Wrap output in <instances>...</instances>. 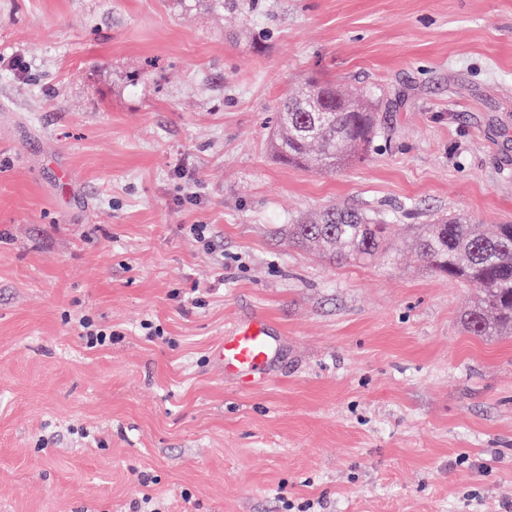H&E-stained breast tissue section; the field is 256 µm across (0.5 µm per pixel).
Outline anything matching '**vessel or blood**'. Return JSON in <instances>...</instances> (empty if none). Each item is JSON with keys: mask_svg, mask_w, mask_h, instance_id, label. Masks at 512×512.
Masks as SVG:
<instances>
[{"mask_svg": "<svg viewBox=\"0 0 512 512\" xmlns=\"http://www.w3.org/2000/svg\"><path fill=\"white\" fill-rule=\"evenodd\" d=\"M271 347L269 322L259 315L226 336L219 355L231 371L248 382L269 362Z\"/></svg>", "mask_w": 512, "mask_h": 512, "instance_id": "1", "label": "vessel or blood"}]
</instances>
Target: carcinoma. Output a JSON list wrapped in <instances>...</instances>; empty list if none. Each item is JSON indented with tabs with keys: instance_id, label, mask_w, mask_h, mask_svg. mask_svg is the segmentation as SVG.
Returning <instances> with one entry per match:
<instances>
[{
	"instance_id": "obj_1",
	"label": "carcinoma",
	"mask_w": 512,
	"mask_h": 512,
	"mask_svg": "<svg viewBox=\"0 0 512 512\" xmlns=\"http://www.w3.org/2000/svg\"><path fill=\"white\" fill-rule=\"evenodd\" d=\"M274 148L287 164L334 173L362 160L378 128L368 99L334 81L313 79L281 106ZM291 238L313 246L338 263L373 260L398 252L391 225L345 205H330L288 225ZM407 246L439 275L477 291L465 323L475 336L512 334V224L478 232L465 217L442 214L419 224Z\"/></svg>"
}]
</instances>
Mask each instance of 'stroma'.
<instances>
[{"label":"stroma","mask_w":512,"mask_h":512,"mask_svg":"<svg viewBox=\"0 0 512 512\" xmlns=\"http://www.w3.org/2000/svg\"><path fill=\"white\" fill-rule=\"evenodd\" d=\"M312 76L375 99L333 174L271 146ZM337 203L512 224V0H0V512H512V335L409 250L289 242ZM271 347L269 322L263 315H258L224 337L219 355L231 371L249 383L269 362ZM80 333L79 336L86 342L88 348L93 349L106 345L112 341V333L105 329L97 328L89 319L82 318L79 320Z\"/></svg>","instance_id":"1"}]
</instances>
